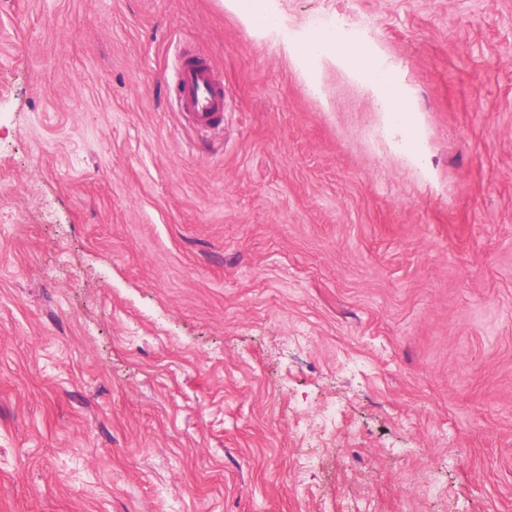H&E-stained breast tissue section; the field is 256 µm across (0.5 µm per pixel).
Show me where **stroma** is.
I'll return each instance as SVG.
<instances>
[{
    "label": "stroma",
    "mask_w": 512,
    "mask_h": 512,
    "mask_svg": "<svg viewBox=\"0 0 512 512\" xmlns=\"http://www.w3.org/2000/svg\"><path fill=\"white\" fill-rule=\"evenodd\" d=\"M268 6L0 0V512H512V0ZM336 46V56H340L343 65L350 72H362L374 77L376 66L372 51L361 44L346 41L344 45L337 39L335 31H317L295 41L291 52L295 57L312 58L326 54L330 47ZM179 107L198 126L218 123L224 112L222 88L205 61L183 59L178 74Z\"/></svg>",
    "instance_id": "1"
}]
</instances>
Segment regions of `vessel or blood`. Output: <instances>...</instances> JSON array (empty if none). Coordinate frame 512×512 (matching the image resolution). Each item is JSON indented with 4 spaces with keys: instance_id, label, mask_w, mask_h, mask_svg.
Listing matches in <instances>:
<instances>
[{
    "instance_id": "obj_1",
    "label": "vessel or blood",
    "mask_w": 512,
    "mask_h": 512,
    "mask_svg": "<svg viewBox=\"0 0 512 512\" xmlns=\"http://www.w3.org/2000/svg\"><path fill=\"white\" fill-rule=\"evenodd\" d=\"M178 90L180 110L193 124L209 126L221 120L224 90L205 61L183 59Z\"/></svg>"
}]
</instances>
